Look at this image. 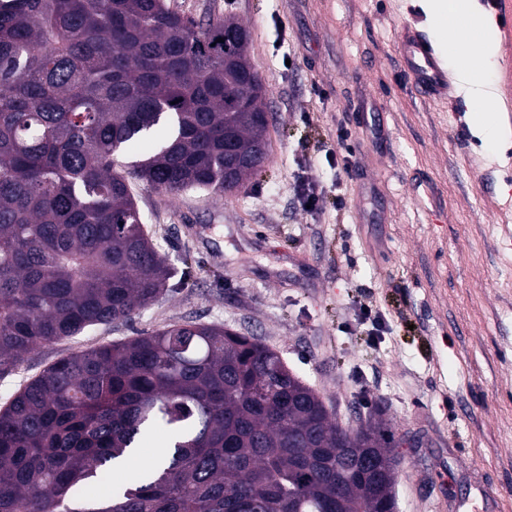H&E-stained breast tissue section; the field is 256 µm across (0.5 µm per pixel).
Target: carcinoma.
Listing matches in <instances>:
<instances>
[{
  "mask_svg": "<svg viewBox=\"0 0 512 512\" xmlns=\"http://www.w3.org/2000/svg\"><path fill=\"white\" fill-rule=\"evenodd\" d=\"M247 45L235 19L164 0H0V375L166 291L132 182L224 196L258 174L226 181L237 162H268ZM154 428L164 462L103 490ZM394 448L380 421L331 420L257 339L174 322L60 358L0 406V512H388Z\"/></svg>",
  "mask_w": 512,
  "mask_h": 512,
  "instance_id": "carcinoma-1",
  "label": "carcinoma"
}]
</instances>
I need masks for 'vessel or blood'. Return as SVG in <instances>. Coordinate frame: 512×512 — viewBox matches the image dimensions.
<instances>
[{
  "label": "vessel or blood",
  "mask_w": 512,
  "mask_h": 512,
  "mask_svg": "<svg viewBox=\"0 0 512 512\" xmlns=\"http://www.w3.org/2000/svg\"><path fill=\"white\" fill-rule=\"evenodd\" d=\"M396 52L404 80L411 91L427 100L450 99L448 72L438 51L420 29L403 26L396 42Z\"/></svg>",
  "instance_id": "1"
}]
</instances>
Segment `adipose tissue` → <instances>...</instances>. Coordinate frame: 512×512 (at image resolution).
I'll return each mask as SVG.
<instances>
[{
    "instance_id": "obj_1",
    "label": "adipose tissue",
    "mask_w": 512,
    "mask_h": 512,
    "mask_svg": "<svg viewBox=\"0 0 512 512\" xmlns=\"http://www.w3.org/2000/svg\"><path fill=\"white\" fill-rule=\"evenodd\" d=\"M426 22L439 43L454 41L448 69L464 90L471 114V131L498 155L512 150V117L503 96L487 76L502 58L500 28L481 0H418Z\"/></svg>"
}]
</instances>
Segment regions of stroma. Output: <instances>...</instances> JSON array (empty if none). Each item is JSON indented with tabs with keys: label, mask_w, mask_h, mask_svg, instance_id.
<instances>
[{
	"label": "stroma",
	"mask_w": 512,
	"mask_h": 512,
	"mask_svg": "<svg viewBox=\"0 0 512 512\" xmlns=\"http://www.w3.org/2000/svg\"><path fill=\"white\" fill-rule=\"evenodd\" d=\"M165 2L248 29L270 162L224 197L134 183L176 276L132 321L28 354L0 377V403L70 353L178 321L224 325L278 351L340 424H390L398 512H512V175L472 137L462 92L406 89L395 42L424 24L413 0ZM336 153L352 167L344 202L329 192L303 211L294 173L331 184Z\"/></svg>",
	"instance_id": "1"
}]
</instances>
